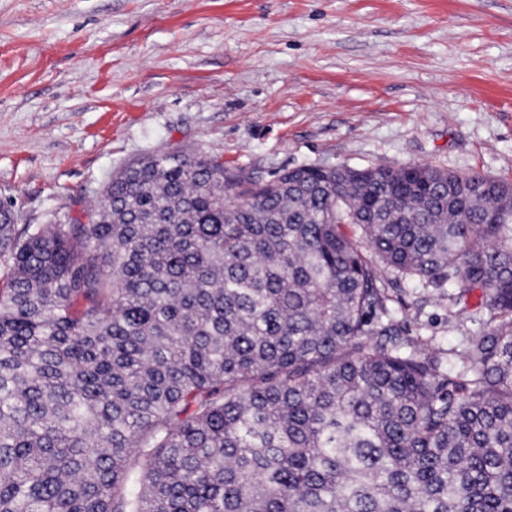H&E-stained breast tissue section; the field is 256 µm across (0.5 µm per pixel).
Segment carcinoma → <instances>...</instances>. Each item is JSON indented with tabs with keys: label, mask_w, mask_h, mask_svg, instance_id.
Instances as JSON below:
<instances>
[{
	"label": "carcinoma",
	"mask_w": 512,
	"mask_h": 512,
	"mask_svg": "<svg viewBox=\"0 0 512 512\" xmlns=\"http://www.w3.org/2000/svg\"><path fill=\"white\" fill-rule=\"evenodd\" d=\"M91 222L0 205V512H512V191L146 155ZM489 310L458 364L389 279Z\"/></svg>",
	"instance_id": "carcinoma-1"
}]
</instances>
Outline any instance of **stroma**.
Masks as SVG:
<instances>
[{
	"instance_id": "stroma-1",
	"label": "stroma",
	"mask_w": 512,
	"mask_h": 512,
	"mask_svg": "<svg viewBox=\"0 0 512 512\" xmlns=\"http://www.w3.org/2000/svg\"><path fill=\"white\" fill-rule=\"evenodd\" d=\"M427 163L512 182V0H0V201L80 216L140 157ZM428 356L482 311L391 285Z\"/></svg>"
}]
</instances>
